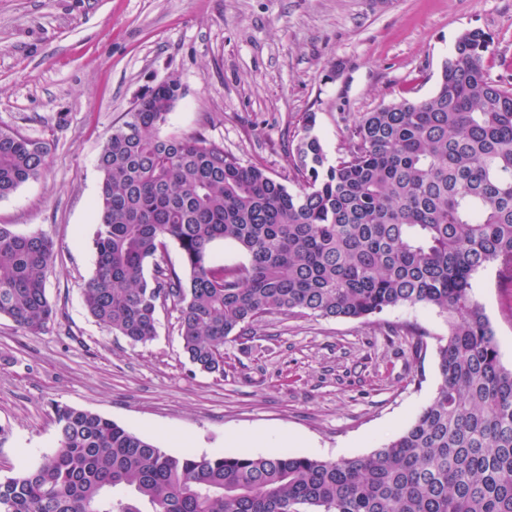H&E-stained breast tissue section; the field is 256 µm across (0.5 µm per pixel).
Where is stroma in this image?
<instances>
[{
    "mask_svg": "<svg viewBox=\"0 0 512 512\" xmlns=\"http://www.w3.org/2000/svg\"><path fill=\"white\" fill-rule=\"evenodd\" d=\"M490 38L486 70L512 83V0H0V129L55 143L44 175L0 200V224L55 243L54 323L38 334L0 316V477L57 445L56 403L86 409L175 452L367 455L407 430L439 383L445 316L418 304L365 320L268 315L229 338L224 373L184 356L176 311L130 344L88 315L83 285L113 127L158 83L183 96L166 132L197 134L279 181L288 143L315 116L328 162L362 113L430 95L457 38ZM473 293L512 366V284L481 270ZM422 332L415 341L414 332Z\"/></svg>",
    "mask_w": 512,
    "mask_h": 512,
    "instance_id": "35a3bbf8",
    "label": "stroma"
}]
</instances>
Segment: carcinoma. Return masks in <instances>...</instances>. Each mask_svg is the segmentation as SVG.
Listing matches in <instances>:
<instances>
[{
	"label": "carcinoma",
	"mask_w": 512,
	"mask_h": 512,
	"mask_svg": "<svg viewBox=\"0 0 512 512\" xmlns=\"http://www.w3.org/2000/svg\"><path fill=\"white\" fill-rule=\"evenodd\" d=\"M490 39L455 42L436 89L365 112L333 164L312 133L289 150L294 188L205 138L162 133L178 80L142 96L97 160L87 313L136 344L179 313L189 362L224 375V342L265 314L366 319L423 304L446 314L439 385L401 435L366 456L170 454L90 410L56 404L57 449L0 479V512H512V367L475 275L512 282V86ZM54 142L0 129V199L46 169ZM233 242L248 264L211 260ZM176 246L181 269L166 258ZM53 240L0 224V316L38 334L58 310Z\"/></svg>",
	"instance_id": "1"
}]
</instances>
